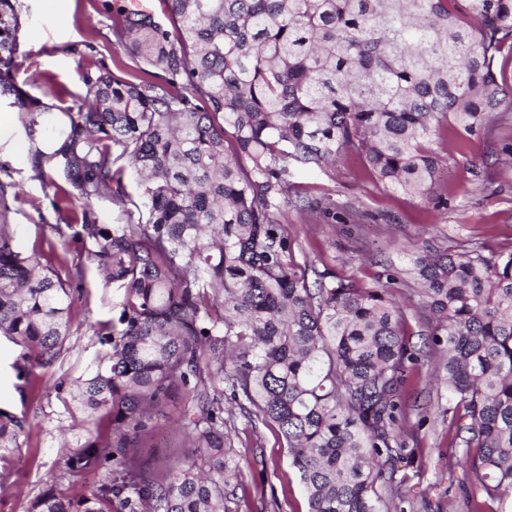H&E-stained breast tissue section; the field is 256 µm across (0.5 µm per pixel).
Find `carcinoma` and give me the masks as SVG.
I'll return each instance as SVG.
<instances>
[{
    "label": "carcinoma",
    "mask_w": 512,
    "mask_h": 512,
    "mask_svg": "<svg viewBox=\"0 0 512 512\" xmlns=\"http://www.w3.org/2000/svg\"><path fill=\"white\" fill-rule=\"evenodd\" d=\"M168 22L121 5L114 34L147 79L83 75L37 175L75 213L83 243L119 294L89 329L107 346L76 381L88 437L66 460L90 489L52 485L28 512H235L243 488L224 393L277 428L308 512H380L394 491L398 426L416 359L406 313L382 284L297 262L281 223L298 166L356 151L376 186L424 197L433 143L451 123L481 130L505 100L494 68L512 57V0H165ZM19 0H0V96L28 132L47 106L14 80ZM135 170L141 193L126 188ZM109 196L123 224H100ZM0 224V336L32 368L52 366L73 326V288ZM401 284L435 320L449 444L470 484L468 512L512 495V252L481 245L410 254ZM181 396L192 453L159 475L133 456ZM25 416L0 410V458L20 451Z\"/></svg>",
    "instance_id": "cac0c4a2"
}]
</instances>
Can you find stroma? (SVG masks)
Masks as SVG:
<instances>
[{
  "label": "stroma",
  "instance_id": "35a3bbf8",
  "mask_svg": "<svg viewBox=\"0 0 512 512\" xmlns=\"http://www.w3.org/2000/svg\"><path fill=\"white\" fill-rule=\"evenodd\" d=\"M22 18L15 81L31 98L50 104V123L27 136L17 108L0 100V224L11 225L13 246L37 250L48 259L67 254L78 262L81 242L61 243L57 225L70 211L59 208L52 188L37 177L31 141L47 144L51 127L67 108L84 99L82 73L111 72L136 82L142 77L112 35L115 0H21ZM438 150L439 176L430 194L411 198L377 187L357 153L333 170L301 167L296 193L328 194L333 213L286 210L297 261L361 282L386 281L405 310L408 331L420 349L403 396L399 424L408 434L411 458L397 460L399 494L390 512H467V480L448 442V395L437 380L440 352L427 334L433 321L400 280L409 252L425 245L449 248L472 240L494 251H512V106L502 105L478 134L456 127L444 132ZM85 293L75 299V325L58 361L20 375L22 350L0 337V408L26 414L32 424L20 451L0 460V512H27L33 499L61 475L68 449L83 443L87 414L75 399L78 377L91 373L102 352L90 326L117 315L116 294L95 270H87ZM236 451L251 461L236 512H307L304 487L290 465L277 431L234 417ZM189 449L174 408L155 420L139 460L161 471Z\"/></svg>",
  "mask_w": 512,
  "mask_h": 512
}]
</instances>
